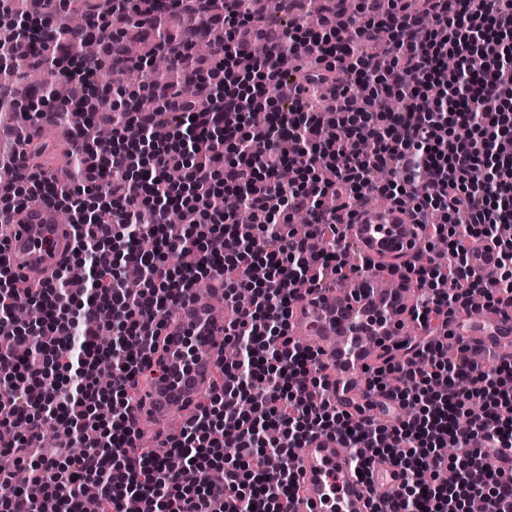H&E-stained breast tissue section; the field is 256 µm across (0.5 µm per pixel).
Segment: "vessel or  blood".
Masks as SVG:
<instances>
[{
  "label": "vessel or blood",
  "instance_id": "1",
  "mask_svg": "<svg viewBox=\"0 0 512 512\" xmlns=\"http://www.w3.org/2000/svg\"><path fill=\"white\" fill-rule=\"evenodd\" d=\"M349 246L377 262L361 278L301 290L292 303L291 333L317 351L329 382L328 398L355 416L368 414V367L377 356L406 358L421 330L409 313L411 291L390 285L389 270L408 260L416 245L415 228L394 207L367 209L345 225ZM7 239L4 258L14 273L32 279L50 276L69 256L73 230L67 224H14L0 221ZM497 248L476 245L470 263L481 275L496 266ZM224 279L213 275L204 291L190 290L164 329L165 361L148 385L131 394L137 421H149L161 434L190 421L211 386L224 354V331L235 320L222 304ZM462 320L470 319L462 312ZM480 345L512 343V314L497 313L471 321ZM299 483L295 512H371V493L394 491L400 474L391 459L376 458L373 480L359 477L349 449L336 438L318 435L297 451Z\"/></svg>",
  "mask_w": 512,
  "mask_h": 512
}]
</instances>
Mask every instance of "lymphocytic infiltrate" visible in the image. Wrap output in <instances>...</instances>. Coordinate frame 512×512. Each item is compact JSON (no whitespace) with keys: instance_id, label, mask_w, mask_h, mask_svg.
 <instances>
[{"instance_id":"f902f5d3","label":"lymphocytic infiltrate","mask_w":512,"mask_h":512,"mask_svg":"<svg viewBox=\"0 0 512 512\" xmlns=\"http://www.w3.org/2000/svg\"><path fill=\"white\" fill-rule=\"evenodd\" d=\"M232 0H170L198 24L180 39L166 34L154 0H124L175 66L173 84L154 89L158 111L177 112L164 138L158 112L122 97L110 115L112 150L101 172L77 168L71 184L0 167V199L30 213L55 199L79 209L97 194L105 219L75 221L71 259L87 264L73 289L65 270L38 285L20 282L0 261V453L29 469L30 485L0 481V512H83L94 495L101 512H294L297 448L317 435L351 448L362 474L373 457L400 469L393 495L373 512H467L481 501L512 512V474L494 457L512 452V363L478 364L452 325L472 297L512 311V0H360L337 22L340 0L316 31H265L254 57L232 33L250 21ZM223 23L227 37L202 65L185 57ZM307 59L316 95L337 68L370 85L361 101L338 88L332 104L283 108V52ZM197 98L176 88L186 74ZM271 113L252 126L251 112ZM307 158L289 182L280 171L295 153ZM380 196L407 214L423 238L448 239V258L422 246L402 281L421 293L411 308L423 335L410 358L385 359L368 385L377 417L354 420L327 399L317 358L290 334L298 285L349 280L369 261L349 264L343 221ZM184 221L165 220L168 207ZM250 220L242 222L240 211ZM310 218L305 236L291 228ZM153 239L131 246L132 233ZM498 249L490 279L470 267L468 248ZM136 267L138 292L123 283ZM238 319L226 334L235 363L221 365L208 403L168 442L169 452H137L130 390L160 352L159 332L185 294L212 274ZM20 303L39 321L15 322ZM110 365L112 380L97 372ZM55 446L43 443L45 430ZM454 448L444 458V448ZM237 449L235 461L224 451ZM456 482L443 480L444 466Z\"/></svg>"}]
</instances>
